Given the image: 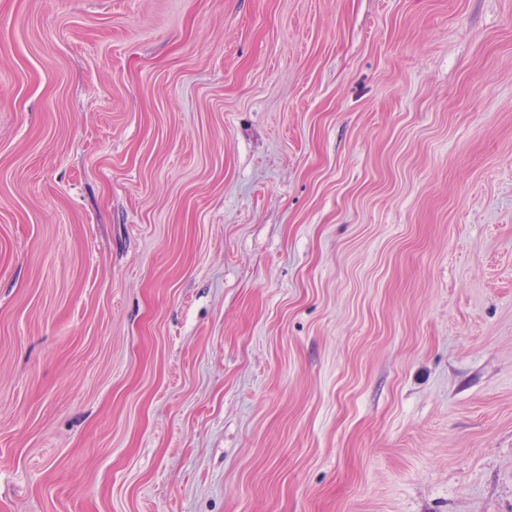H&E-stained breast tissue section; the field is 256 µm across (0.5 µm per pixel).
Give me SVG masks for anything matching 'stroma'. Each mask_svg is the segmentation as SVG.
Listing matches in <instances>:
<instances>
[{"mask_svg":"<svg viewBox=\"0 0 512 512\" xmlns=\"http://www.w3.org/2000/svg\"><path fill=\"white\" fill-rule=\"evenodd\" d=\"M0 512H512V0H0Z\"/></svg>","mask_w":512,"mask_h":512,"instance_id":"35a3bbf8","label":"stroma"}]
</instances>
